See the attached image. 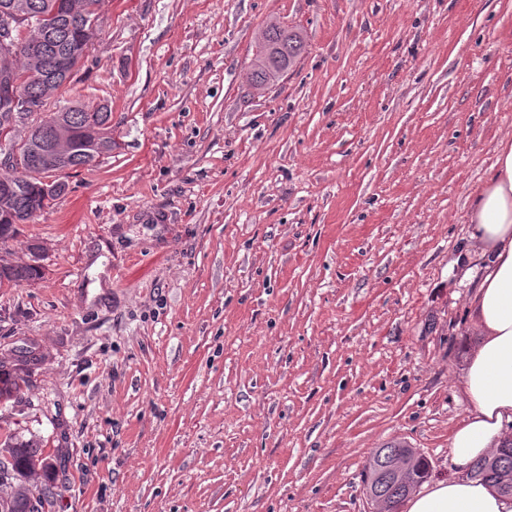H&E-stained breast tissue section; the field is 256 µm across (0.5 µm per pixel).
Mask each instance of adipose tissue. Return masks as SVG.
Instances as JSON below:
<instances>
[{
    "label": "adipose tissue",
    "mask_w": 512,
    "mask_h": 512,
    "mask_svg": "<svg viewBox=\"0 0 512 512\" xmlns=\"http://www.w3.org/2000/svg\"><path fill=\"white\" fill-rule=\"evenodd\" d=\"M467 219L470 252L485 263L472 300L481 340L462 377L473 410L449 439L457 475L425 485L410 497L407 512H512V497L465 475L512 422L511 137L499 141L484 180L470 194Z\"/></svg>",
    "instance_id": "obj_1"
}]
</instances>
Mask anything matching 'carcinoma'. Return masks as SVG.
Listing matches in <instances>:
<instances>
[{"instance_id":"obj_1","label":"carcinoma","mask_w":512,"mask_h":512,"mask_svg":"<svg viewBox=\"0 0 512 512\" xmlns=\"http://www.w3.org/2000/svg\"><path fill=\"white\" fill-rule=\"evenodd\" d=\"M33 21L32 30L19 42L16 53L0 59V84L16 83V97L0 98V155L17 156L9 166L12 175L0 177V243L16 234L17 226L28 223L66 191L62 175L90 168L98 158L112 152V112L104 104L63 105L42 115L50 95L45 92L47 69L62 59L66 73L73 76L86 56L81 43L84 27L99 28V0H81L83 13H71L72 0H20ZM307 48L303 30L277 18L268 19L257 31L248 65L251 87L265 91L280 81L298 63ZM5 107L24 108L22 120L9 127ZM32 262L0 263V286L20 285L35 280L42 267L39 248L31 247ZM23 380L0 372V402L19 392ZM0 456V512H51L53 493L38 487L50 465V456L38 445L8 438ZM430 474L428 462L415 449L390 442L372 453L365 469L366 488L399 505ZM498 491L512 494V438L469 469Z\"/></svg>"}]
</instances>
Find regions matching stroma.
<instances>
[{
  "instance_id": "stroma-1",
  "label": "stroma",
  "mask_w": 512,
  "mask_h": 512,
  "mask_svg": "<svg viewBox=\"0 0 512 512\" xmlns=\"http://www.w3.org/2000/svg\"><path fill=\"white\" fill-rule=\"evenodd\" d=\"M48 110L108 104L112 152L0 259V437L53 512H371L375 448L447 479L480 338L468 197L512 136V0H100ZM308 47L265 93L268 17ZM33 263L1 264L0 263V287L7 285H20L35 280L41 275L42 267L38 264L40 259L39 248L31 247Z\"/></svg>"
}]
</instances>
